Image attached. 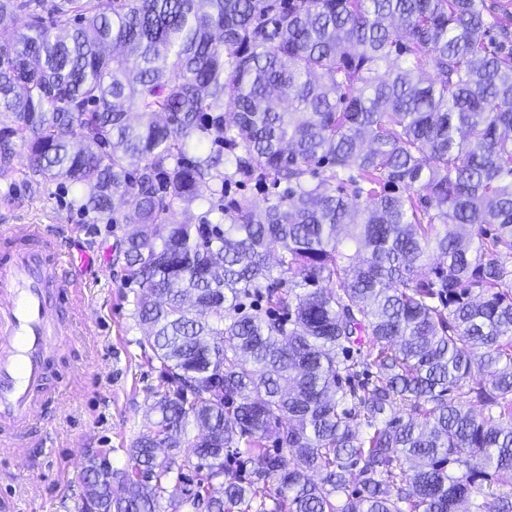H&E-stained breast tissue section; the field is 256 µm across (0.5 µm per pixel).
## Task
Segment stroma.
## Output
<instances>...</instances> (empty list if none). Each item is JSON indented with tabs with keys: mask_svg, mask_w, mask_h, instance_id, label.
Listing matches in <instances>:
<instances>
[{
	"mask_svg": "<svg viewBox=\"0 0 512 512\" xmlns=\"http://www.w3.org/2000/svg\"><path fill=\"white\" fill-rule=\"evenodd\" d=\"M14 163L21 176L12 186L0 181V225H44L62 249L95 250L104 263L88 268L87 286L71 305L75 312L93 309V320L78 323L88 333L86 344H58V362L81 359L85 368L45 407L44 437L0 448V512H81L83 462L106 451L114 467L124 466V450L144 431L153 395L162 388L159 364L133 315L139 287L120 252L125 225L79 214L68 182L23 178L25 152Z\"/></svg>",
	"mask_w": 512,
	"mask_h": 512,
	"instance_id": "1",
	"label": "stroma"
}]
</instances>
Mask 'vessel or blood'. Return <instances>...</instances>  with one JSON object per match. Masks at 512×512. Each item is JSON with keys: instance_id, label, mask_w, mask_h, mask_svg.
<instances>
[{"instance_id": "vessel-or-blood-1", "label": "vessel or blood", "mask_w": 512, "mask_h": 512, "mask_svg": "<svg viewBox=\"0 0 512 512\" xmlns=\"http://www.w3.org/2000/svg\"><path fill=\"white\" fill-rule=\"evenodd\" d=\"M0 239V445L18 447L57 395L50 359L60 337L78 334L62 310L92 257L63 251L39 224L2 225Z\"/></svg>"}]
</instances>
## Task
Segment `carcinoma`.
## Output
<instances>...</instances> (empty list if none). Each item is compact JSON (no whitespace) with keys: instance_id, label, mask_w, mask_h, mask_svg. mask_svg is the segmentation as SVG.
<instances>
[{"instance_id":"carcinoma-1","label":"carcinoma","mask_w":512,"mask_h":512,"mask_svg":"<svg viewBox=\"0 0 512 512\" xmlns=\"http://www.w3.org/2000/svg\"><path fill=\"white\" fill-rule=\"evenodd\" d=\"M486 11L0 0V179L24 149L80 212L124 205L165 383L124 467L87 458L88 512H512V49ZM183 446L204 501L159 459Z\"/></svg>"}]
</instances>
